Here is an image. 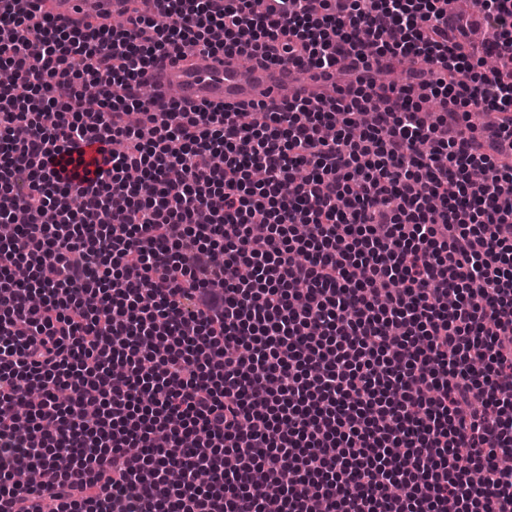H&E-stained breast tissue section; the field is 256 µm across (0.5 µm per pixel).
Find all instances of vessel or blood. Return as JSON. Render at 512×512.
I'll return each mask as SVG.
<instances>
[{
    "mask_svg": "<svg viewBox=\"0 0 512 512\" xmlns=\"http://www.w3.org/2000/svg\"><path fill=\"white\" fill-rule=\"evenodd\" d=\"M45 14L73 27L100 28L133 14L157 15L156 0H43ZM148 84L164 100L183 105H240L268 101L282 90L311 98L333 94V79L288 71L267 61L246 63L236 54L199 53L190 61L164 63L149 70ZM106 149L100 142L82 143L56 155L50 167L65 183L82 186L99 175L97 163Z\"/></svg>",
    "mask_w": 512,
    "mask_h": 512,
    "instance_id": "obj_1",
    "label": "vessel or blood"
}]
</instances>
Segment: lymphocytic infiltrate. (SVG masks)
<instances>
[{
  "label": "lymphocytic infiltrate",
  "instance_id": "f902f5d3",
  "mask_svg": "<svg viewBox=\"0 0 512 512\" xmlns=\"http://www.w3.org/2000/svg\"><path fill=\"white\" fill-rule=\"evenodd\" d=\"M454 3L0 0V512H512V0ZM189 45L338 96L156 102ZM130 0H44L45 14L71 27L100 28L112 25L116 19L158 15L156 0H139L138 13H133ZM106 148L100 142L81 143L56 155L48 165L62 182L83 186L99 176L96 161L101 162Z\"/></svg>",
  "mask_w": 512,
  "mask_h": 512
}]
</instances>
